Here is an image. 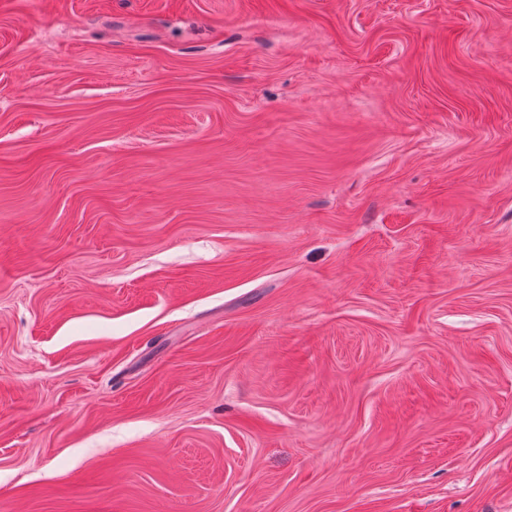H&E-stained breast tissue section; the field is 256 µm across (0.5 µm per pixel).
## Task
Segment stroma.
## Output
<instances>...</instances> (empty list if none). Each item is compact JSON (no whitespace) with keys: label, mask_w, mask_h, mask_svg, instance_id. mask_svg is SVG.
Masks as SVG:
<instances>
[{"label":"stroma","mask_w":512,"mask_h":512,"mask_svg":"<svg viewBox=\"0 0 512 512\" xmlns=\"http://www.w3.org/2000/svg\"><path fill=\"white\" fill-rule=\"evenodd\" d=\"M0 512H512V0H0Z\"/></svg>","instance_id":"1"}]
</instances>
